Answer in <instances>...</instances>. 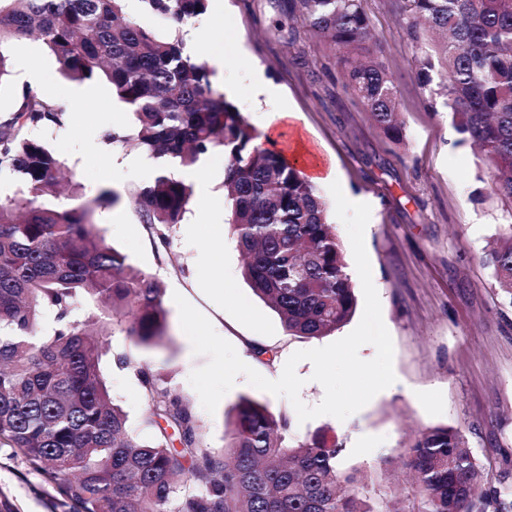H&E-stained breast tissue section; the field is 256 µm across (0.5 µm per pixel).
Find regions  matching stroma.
<instances>
[{
    "label": "stroma",
    "mask_w": 512,
    "mask_h": 512,
    "mask_svg": "<svg viewBox=\"0 0 512 512\" xmlns=\"http://www.w3.org/2000/svg\"><path fill=\"white\" fill-rule=\"evenodd\" d=\"M361 3L382 61L398 82L397 109L404 127L399 142L388 138L360 98L345 88L337 49L302 20L296 0H208L206 13L191 23L202 37L216 31L223 35L227 62L222 72L211 74L214 88L233 86L231 102L257 131L272 127L285 153L304 145L322 170L331 171V179L316 184L323 198H330L329 185L335 179L345 195L376 203L365 246L394 345L396 381L343 421L323 415L299 422L286 397L259 390L242 376L215 413L203 408L189 376L206 359L192 352L174 294L186 298L247 365L271 380L280 377L295 351L335 342L351 332V325L315 339L297 338L288 335L276 312L253 293L225 222L222 150L179 174L193 184L198 172L206 173L211 192L205 197L194 194L190 207L208 209L218 223L181 222L170 231L173 243L168 249L152 241L126 201L129 189L148 180L142 169L126 163L142 156V148L129 142L109 153L86 138L92 129L132 128L133 113L107 83L63 77L40 40L12 46L13 64L46 70L47 96L67 111L65 129L39 132V139L85 198H94L103 188L119 194L117 204L97 210L96 222L107 243L164 288V344L142 350L123 332H115L101 371L115 403L143 436L148 433L141 423L146 404L133 370L116 365L119 354L166 375L214 448L224 446L234 406L250 397L268 404L272 412L287 414L288 442L339 446L340 470L367 482L375 500L402 510L411 506L417 488L403 469L400 452L411 434L427 427L459 429L479 465L482 488L512 489V298L498 288L482 262L503 225L512 224V200L495 193L493 173L463 141L451 112L420 85L416 47L407 34L408 17L400 0ZM257 68L280 87L281 98L256 95ZM288 109L297 113V120H277V113ZM228 284L234 289L230 300L223 293ZM256 345L265 347L266 355H255ZM0 499L9 500L14 512H67L56 488L15 448L0 447Z\"/></svg>",
    "instance_id": "obj_1"
}]
</instances>
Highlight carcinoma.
Listing matches in <instances>:
<instances>
[{
  "mask_svg": "<svg viewBox=\"0 0 512 512\" xmlns=\"http://www.w3.org/2000/svg\"><path fill=\"white\" fill-rule=\"evenodd\" d=\"M177 25L208 0H141ZM419 44L417 77L453 114L463 141L512 199V0H401ZM303 19L340 55L347 87L378 128L403 140L398 86L372 41L361 0H299ZM35 37L64 76L103 80L128 105L131 132L114 128L109 145L135 141L151 156L194 166L224 151L227 223L244 257L243 277L279 315L288 335L327 336L356 310L344 250L316 187L217 93L205 62L187 52L177 27L160 37L125 16L124 0H0V88L10 84L9 47ZM0 116V178L18 188L0 201V445L20 450L55 486L70 512H384L355 475L338 470L339 448L284 442L286 414L243 397L217 450L192 409L148 364L134 366L146 404L142 439L114 403L100 362L113 327L137 348L166 335L164 288L110 246L95 209L120 196L102 189L63 194L61 162L34 129L59 131L66 111L27 84L13 86ZM193 186L161 168L128 202L151 237L170 247ZM485 263L512 298V225ZM173 429L180 447L170 446ZM420 506L407 512H509V493L484 490L464 435L452 427L419 431L403 447Z\"/></svg>",
  "mask_w": 512,
  "mask_h": 512,
  "instance_id": "1",
  "label": "carcinoma"
}]
</instances>
